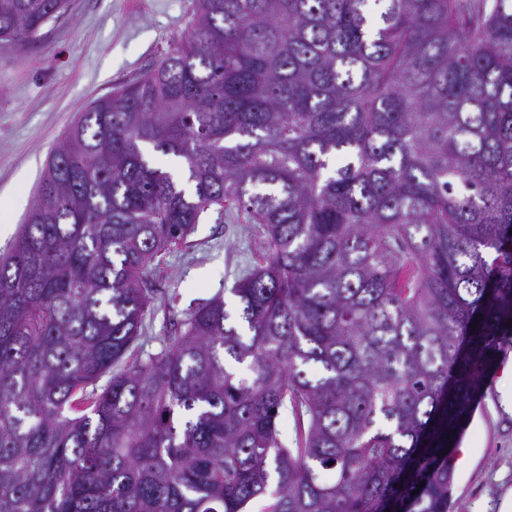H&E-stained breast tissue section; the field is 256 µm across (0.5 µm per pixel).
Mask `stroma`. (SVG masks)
I'll list each match as a JSON object with an SVG mask.
<instances>
[{
	"label": "stroma",
	"instance_id": "obj_1",
	"mask_svg": "<svg viewBox=\"0 0 512 512\" xmlns=\"http://www.w3.org/2000/svg\"><path fill=\"white\" fill-rule=\"evenodd\" d=\"M195 0H70L25 46L0 42V251L15 239L39 190L51 150L80 114L145 73L184 36ZM266 238L237 208L210 212L187 243L159 256L150 275L139 355L159 352L164 326L214 297L234 304L242 269L262 262ZM512 373L483 380L479 402L456 450L451 512H497L512 488Z\"/></svg>",
	"mask_w": 512,
	"mask_h": 512
}]
</instances>
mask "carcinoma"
Returning <instances> with one entry per match:
<instances>
[{"instance_id":"carcinoma-1","label":"carcinoma","mask_w":512,"mask_h":512,"mask_svg":"<svg viewBox=\"0 0 512 512\" xmlns=\"http://www.w3.org/2000/svg\"><path fill=\"white\" fill-rule=\"evenodd\" d=\"M367 2L196 0L55 146L0 252V512H448L512 336V0ZM68 6L0 0V41ZM226 205L267 235L240 322L217 297L114 371Z\"/></svg>"}]
</instances>
